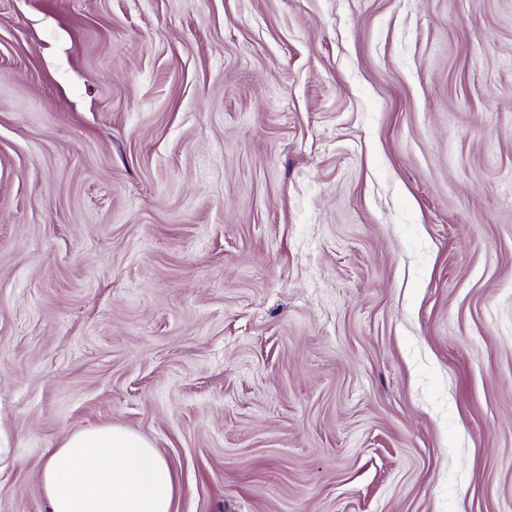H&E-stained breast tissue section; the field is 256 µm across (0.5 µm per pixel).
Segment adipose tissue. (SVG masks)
Returning a JSON list of instances; mask_svg holds the SVG:
<instances>
[{
	"mask_svg": "<svg viewBox=\"0 0 512 512\" xmlns=\"http://www.w3.org/2000/svg\"><path fill=\"white\" fill-rule=\"evenodd\" d=\"M40 480L49 512H173L177 491L151 441L117 425L68 435Z\"/></svg>",
	"mask_w": 512,
	"mask_h": 512,
	"instance_id": "1",
	"label": "adipose tissue"
}]
</instances>
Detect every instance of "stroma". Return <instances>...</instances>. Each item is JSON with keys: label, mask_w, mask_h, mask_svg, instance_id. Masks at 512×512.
I'll list each match as a JSON object with an SVG mask.
<instances>
[{"label": "stroma", "mask_w": 512, "mask_h": 512, "mask_svg": "<svg viewBox=\"0 0 512 512\" xmlns=\"http://www.w3.org/2000/svg\"><path fill=\"white\" fill-rule=\"evenodd\" d=\"M105 424L173 512H512V0H0V512Z\"/></svg>", "instance_id": "1"}]
</instances>
